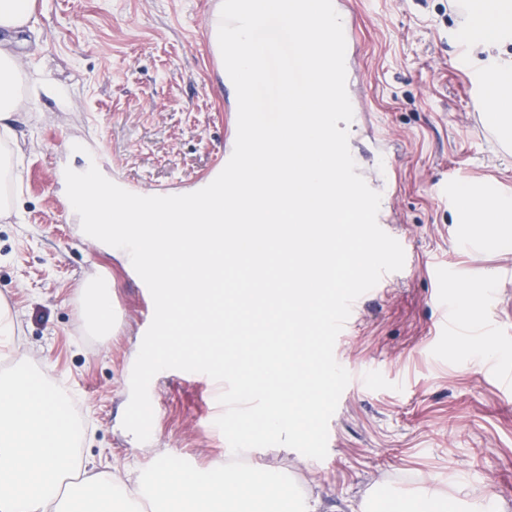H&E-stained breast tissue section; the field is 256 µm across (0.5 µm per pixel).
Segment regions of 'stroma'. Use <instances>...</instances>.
Returning <instances> with one entry per match:
<instances>
[{"instance_id": "35a3bbf8", "label": "stroma", "mask_w": 512, "mask_h": 512, "mask_svg": "<svg viewBox=\"0 0 512 512\" xmlns=\"http://www.w3.org/2000/svg\"><path fill=\"white\" fill-rule=\"evenodd\" d=\"M216 0H38L39 36L12 48L23 71L22 108L7 142L12 176L0 185L23 223L0 209V306L14 315V346L0 373L25 366L42 381L61 376L79 410L84 456L108 472L137 456L143 469L171 456L190 468L223 461L228 443L207 428L220 407L202 377L158 373L149 441L122 425L125 384L150 307L132 267L89 242L61 215L56 172L103 151L104 176L139 187L192 189L224 144V79L204 45ZM355 48L350 85L368 115L354 134L360 163L376 173L393 209L394 231L410 240V271L367 300L334 348L345 369L373 366L343 391L329 422L328 454L266 448L290 490L316 489L338 512H364L388 497L413 498L436 484L456 504L493 486L512 512V396L473 368L457 337L439 329L436 262L458 282L491 280L496 297L480 316L512 371V249H457L458 207L442 184L459 178L512 198V143L473 111L469 76L455 69L460 19L448 0H346ZM53 81L60 104L32 96ZM108 273L112 333L83 322V287Z\"/></svg>"}]
</instances>
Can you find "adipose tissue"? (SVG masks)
Wrapping results in <instances>:
<instances>
[{"instance_id": "1", "label": "adipose tissue", "mask_w": 512, "mask_h": 512, "mask_svg": "<svg viewBox=\"0 0 512 512\" xmlns=\"http://www.w3.org/2000/svg\"><path fill=\"white\" fill-rule=\"evenodd\" d=\"M464 44L484 43L492 53L483 62L499 78L485 107L487 120L512 132V6L507 0H471L468 24L458 34ZM20 70L0 47V127L20 109ZM461 211L473 233L492 235L496 224L512 223V199L478 198L471 186L459 189ZM108 284H85L82 319L98 335L111 331L103 311ZM81 428L50 388L23 370L0 377V512H320V498L291 497L283 472L260 462L248 468L206 463L193 469L176 460L159 461L151 473L138 463L106 474L90 468L71 447ZM72 472L81 474L65 484Z\"/></svg>"}]
</instances>
